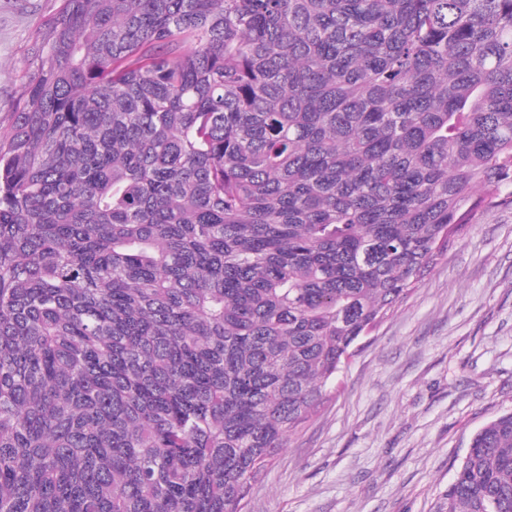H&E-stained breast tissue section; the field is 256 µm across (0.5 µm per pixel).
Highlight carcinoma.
<instances>
[{"instance_id": "1", "label": "carcinoma", "mask_w": 512, "mask_h": 512, "mask_svg": "<svg viewBox=\"0 0 512 512\" xmlns=\"http://www.w3.org/2000/svg\"><path fill=\"white\" fill-rule=\"evenodd\" d=\"M0 119V512H240L512 186V0H57ZM446 512H512V412Z\"/></svg>"}]
</instances>
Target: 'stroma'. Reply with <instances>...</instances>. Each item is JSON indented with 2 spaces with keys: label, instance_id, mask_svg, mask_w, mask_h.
<instances>
[{
  "label": "stroma",
  "instance_id": "obj_1",
  "mask_svg": "<svg viewBox=\"0 0 512 512\" xmlns=\"http://www.w3.org/2000/svg\"><path fill=\"white\" fill-rule=\"evenodd\" d=\"M55 0H0V117ZM512 410V204L478 211L362 341L243 512H444L473 434Z\"/></svg>",
  "mask_w": 512,
  "mask_h": 512
}]
</instances>
